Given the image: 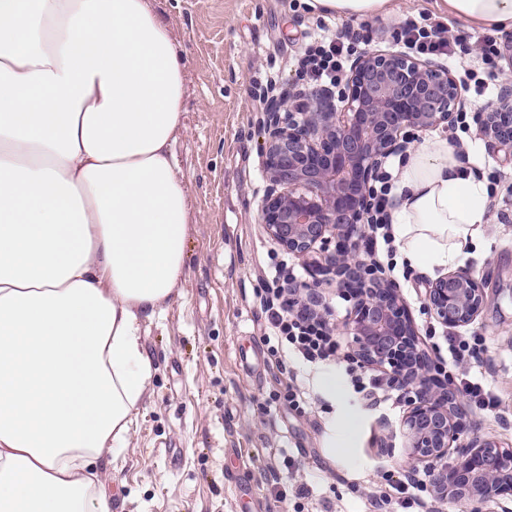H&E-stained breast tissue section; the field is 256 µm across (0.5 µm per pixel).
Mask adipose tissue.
Instances as JSON below:
<instances>
[{"label": "adipose tissue", "mask_w": 512, "mask_h": 512, "mask_svg": "<svg viewBox=\"0 0 512 512\" xmlns=\"http://www.w3.org/2000/svg\"><path fill=\"white\" fill-rule=\"evenodd\" d=\"M384 19L394 0H304ZM512 29V0H441ZM186 66L152 0H0V512H112L102 474L152 376L192 205L173 150ZM399 259L434 274L483 238L488 186L447 141L398 162Z\"/></svg>", "instance_id": "1"}]
</instances>
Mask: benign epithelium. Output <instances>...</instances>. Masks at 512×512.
<instances>
[{"instance_id": "benign-epithelium-1", "label": "benign epithelium", "mask_w": 512, "mask_h": 512, "mask_svg": "<svg viewBox=\"0 0 512 512\" xmlns=\"http://www.w3.org/2000/svg\"><path fill=\"white\" fill-rule=\"evenodd\" d=\"M509 71L498 102L478 113L479 135L512 158V39ZM464 108L461 85L449 69L403 51L368 49L350 64L342 88H296L270 99L263 120L262 164L267 188L259 223L288 253L326 263L309 265L310 281L293 285L292 307L327 306L319 287L330 276L355 300L345 328L347 356L390 370V383L411 394L402 420L408 439L406 473L423 466L437 499L512 500V447L493 437L459 443L465 413L419 345L417 327L399 285L365 258L371 183L386 159L404 151L406 130L453 123ZM486 303L484 280L468 270L437 279L425 305L439 323H472Z\"/></svg>"}]
</instances>
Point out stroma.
<instances>
[{"mask_svg": "<svg viewBox=\"0 0 512 512\" xmlns=\"http://www.w3.org/2000/svg\"><path fill=\"white\" fill-rule=\"evenodd\" d=\"M187 67L184 126L174 153L193 206L187 263L176 298L142 326L153 375L135 428L106 486L112 512H368L385 475H405L400 422L407 395L366 404L343 356L309 369L277 361L262 340L259 295L280 247L258 217L265 194L261 146L268 91L299 80L311 37L333 36L359 20L312 13L302 0H154ZM459 19L434 0H396L393 16L373 19L370 47L392 50L390 31L405 16ZM462 140L468 166L490 179L483 244L463 267L485 278L487 302L461 336L483 350L463 372L483 379L500 408L467 407L461 441L490 436L512 444V164L494 155L476 127L419 131L411 146ZM400 286L422 347L448 330L424 302L432 276L377 256ZM305 393L288 401L290 385ZM350 437H343L347 419ZM389 446L391 455L381 454ZM306 487L299 496L298 487Z\"/></svg>", "mask_w": 512, "mask_h": 512, "instance_id": "35a3bbf8", "label": "stroma"}]
</instances>
